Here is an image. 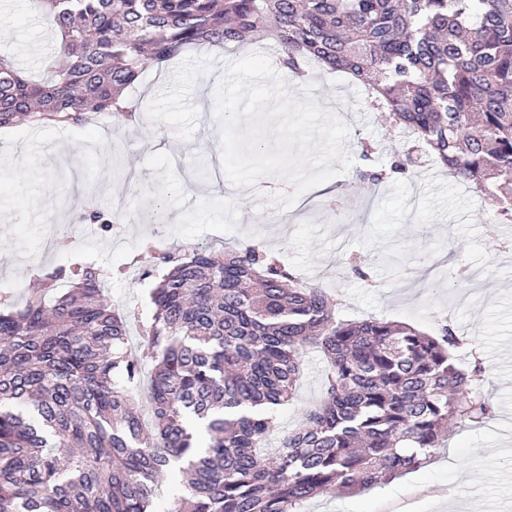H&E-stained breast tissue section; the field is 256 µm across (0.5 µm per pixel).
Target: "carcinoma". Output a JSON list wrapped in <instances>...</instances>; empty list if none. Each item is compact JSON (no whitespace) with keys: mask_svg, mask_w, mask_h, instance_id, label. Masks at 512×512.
I'll use <instances>...</instances> for the list:
<instances>
[{"mask_svg":"<svg viewBox=\"0 0 512 512\" xmlns=\"http://www.w3.org/2000/svg\"><path fill=\"white\" fill-rule=\"evenodd\" d=\"M61 35L41 82L0 56V130L22 121L79 127L129 117L119 106L149 64L250 34L278 46L292 78L317 62L366 90L430 163L474 184L512 223V0H29ZM366 188L406 163L364 153ZM119 216L79 213L77 224ZM155 258L167 273L139 324L157 354L155 438L141 422V364L130 316L112 309L93 266L59 267L20 306L0 302V512H296L328 492L366 491L428 463L453 420L492 406L482 373L443 322L347 320L257 245L222 258L195 248ZM314 347L328 371L321 402L272 457L277 428Z\"/></svg>","mask_w":512,"mask_h":512,"instance_id":"cac0c4a2","label":"carcinoma"}]
</instances>
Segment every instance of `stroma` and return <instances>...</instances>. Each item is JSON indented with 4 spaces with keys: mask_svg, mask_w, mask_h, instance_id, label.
<instances>
[{
    "mask_svg": "<svg viewBox=\"0 0 512 512\" xmlns=\"http://www.w3.org/2000/svg\"><path fill=\"white\" fill-rule=\"evenodd\" d=\"M58 44L27 0H0V52L26 76L45 79ZM260 49L254 41L201 47L149 66L126 93L144 111L133 128L108 118L0 130V295L22 301L44 270L81 262L100 271L113 309L146 318L162 273L147 242L219 255L259 244L310 286L327 289L343 318L376 316L429 334L448 320L482 363L477 389L492 417L456 423L445 447L417 471L359 494L321 495L298 512H512V223L493 224L491 206L431 165L414 164L374 195L360 193L362 142L390 162L403 156L406 138L366 105L361 85L320 70L310 77L315 99L351 128L345 150L352 166L324 185L344 207L328 211L309 191L287 210L259 208L254 190L233 185L223 170L214 92L226 62ZM85 210L117 211L122 221L106 233L76 224ZM352 254L367 264L369 280L345 268ZM459 264L464 280L449 283L443 270ZM325 372L323 355L308 349L266 454L319 403Z\"/></svg>",
    "mask_w": 512,
    "mask_h": 512,
    "instance_id": "stroma-1",
    "label": "stroma"
}]
</instances>
